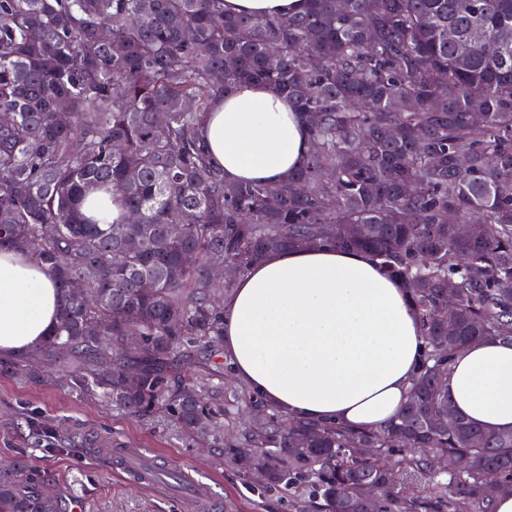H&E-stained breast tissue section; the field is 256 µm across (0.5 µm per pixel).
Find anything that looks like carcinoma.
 I'll return each mask as SVG.
<instances>
[{"label": "carcinoma", "instance_id": "obj_1", "mask_svg": "<svg viewBox=\"0 0 512 512\" xmlns=\"http://www.w3.org/2000/svg\"><path fill=\"white\" fill-rule=\"evenodd\" d=\"M245 82L288 97L311 131L273 204L265 184L225 181L200 136ZM0 113V250L51 271L61 295L53 334L1 372L61 373L114 410L162 413L245 476L237 449L253 448L267 484L316 512H492L488 485L512 495V431L465 422L438 378L475 339L512 342V0H305L277 19L224 0H0ZM114 203L138 222L112 219ZM473 218L480 235H460ZM317 245L368 251L410 290L425 349L383 429L291 419L201 375L224 354L209 258L241 275ZM43 483L0 466V512H58ZM366 483L381 487L367 506Z\"/></svg>", "mask_w": 512, "mask_h": 512}]
</instances>
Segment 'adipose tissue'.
Here are the masks:
<instances>
[{
	"label": "adipose tissue",
	"mask_w": 512,
	"mask_h": 512,
	"mask_svg": "<svg viewBox=\"0 0 512 512\" xmlns=\"http://www.w3.org/2000/svg\"><path fill=\"white\" fill-rule=\"evenodd\" d=\"M203 136L229 182L283 184L311 146L286 96L243 83L210 112ZM60 295L52 274L0 252V355H24L50 336ZM232 374L291 418L377 429L399 414L425 341L407 288L373 257L312 246L267 254L224 304ZM448 398L467 420L512 430V343L469 345L448 375Z\"/></svg>",
	"instance_id": "adipose-tissue-1"
}]
</instances>
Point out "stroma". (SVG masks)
<instances>
[{
  "instance_id": "35a3bbf8",
  "label": "stroma",
  "mask_w": 512,
  "mask_h": 512,
  "mask_svg": "<svg viewBox=\"0 0 512 512\" xmlns=\"http://www.w3.org/2000/svg\"><path fill=\"white\" fill-rule=\"evenodd\" d=\"M35 417L54 435L30 439L25 418ZM117 441L151 451L158 466L176 474L191 470L212 499L230 512H294L284 490H270L244 478L213 450H200L165 427L104 406L97 398L70 391L55 377L38 381L0 373V460H25L39 470L44 487L59 504L79 498L85 512H185L179 495L139 490L114 474L96 448Z\"/></svg>"
}]
</instances>
